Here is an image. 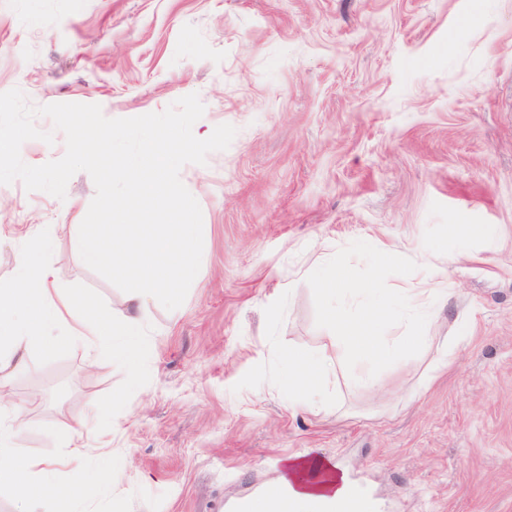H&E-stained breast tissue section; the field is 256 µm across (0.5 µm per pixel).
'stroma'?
I'll list each match as a JSON object with an SVG mask.
<instances>
[{"mask_svg":"<svg viewBox=\"0 0 512 512\" xmlns=\"http://www.w3.org/2000/svg\"><path fill=\"white\" fill-rule=\"evenodd\" d=\"M14 88L109 118L195 93V137L237 130L180 171L202 271L150 309L137 380L72 344L33 348L5 389L26 452L64 456L79 417L83 443L111 449L109 489L59 477L88 512L228 508L309 451L378 512H512V0H0V92ZM94 195L83 171L62 200L0 185V283L45 229L58 288L118 314L129 281L79 255ZM361 239L447 276L420 354L375 390L337 368L333 407L290 410L268 382L234 391L270 358L264 309L285 292L282 340L335 360L304 271Z\"/></svg>","mask_w":512,"mask_h":512,"instance_id":"35a3bbf8","label":"stroma"}]
</instances>
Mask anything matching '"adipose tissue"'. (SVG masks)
Returning a JSON list of instances; mask_svg holds the SVG:
<instances>
[{"instance_id": "obj_1", "label": "adipose tissue", "mask_w": 512, "mask_h": 512, "mask_svg": "<svg viewBox=\"0 0 512 512\" xmlns=\"http://www.w3.org/2000/svg\"><path fill=\"white\" fill-rule=\"evenodd\" d=\"M77 145L93 147L103 163V180L122 176L124 198L104 200L106 224L93 225L83 236L82 258L86 265H107L113 275L131 281L123 299L122 323L103 318L94 302L73 293L56 294L54 272L47 262L51 240L33 236L16 257L17 275L11 285H0V387L26 366L32 347L53 350L60 342L52 330L64 316L74 317L67 342L95 347L139 373L150 350L145 317L151 306L170 300L180 288L194 282L201 271L197 247L198 226L191 204L166 177L180 165L189 147L174 133L153 134L142 141L132 158L111 157V134L88 116L76 129ZM23 416L0 401V483L11 485L16 512H30L32 498L56 496L64 512H72L75 500L55 481L63 460L84 464L86 483L107 488L112 481V455L101 451L88 455L72 446L65 459L45 460L24 455L15 443L23 434ZM282 481L291 499L301 505L336 499L348 483L330 459L305 454L288 459Z\"/></svg>"}]
</instances>
